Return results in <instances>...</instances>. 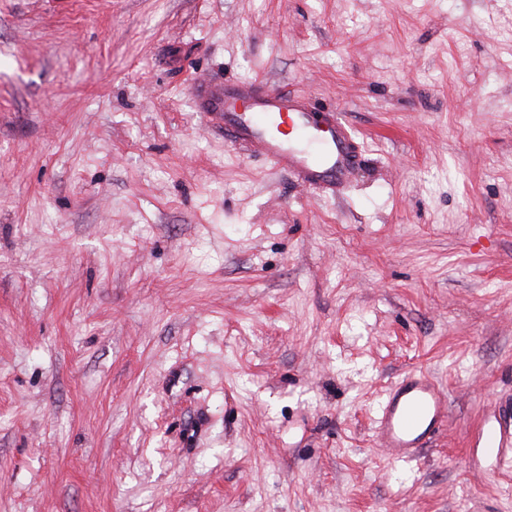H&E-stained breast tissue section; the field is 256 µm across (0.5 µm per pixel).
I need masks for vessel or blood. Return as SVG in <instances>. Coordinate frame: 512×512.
Instances as JSON below:
<instances>
[{
	"mask_svg": "<svg viewBox=\"0 0 512 512\" xmlns=\"http://www.w3.org/2000/svg\"><path fill=\"white\" fill-rule=\"evenodd\" d=\"M201 108L219 120L224 140L246 148L304 186L342 190L363 154L340 113L319 114L315 103L250 81L209 80ZM448 419V395L426 373L394 382L380 403L373 432L394 460L416 458ZM473 447L502 465L512 464V402L484 416Z\"/></svg>",
	"mask_w": 512,
	"mask_h": 512,
	"instance_id": "obj_1",
	"label": "vessel or blood"
}]
</instances>
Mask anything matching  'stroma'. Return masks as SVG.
Returning a JSON list of instances; mask_svg holds the SVG:
<instances>
[{"mask_svg":"<svg viewBox=\"0 0 512 512\" xmlns=\"http://www.w3.org/2000/svg\"><path fill=\"white\" fill-rule=\"evenodd\" d=\"M341 112L323 195L201 77ZM412 369V461L372 434ZM512 0H0V512H512ZM448 419V395L422 371L394 382L380 403L373 432L392 460H410L428 448ZM471 447L482 448L498 464H512V402L483 417Z\"/></svg>","mask_w":512,"mask_h":512,"instance_id":"stroma-1","label":"stroma"}]
</instances>
